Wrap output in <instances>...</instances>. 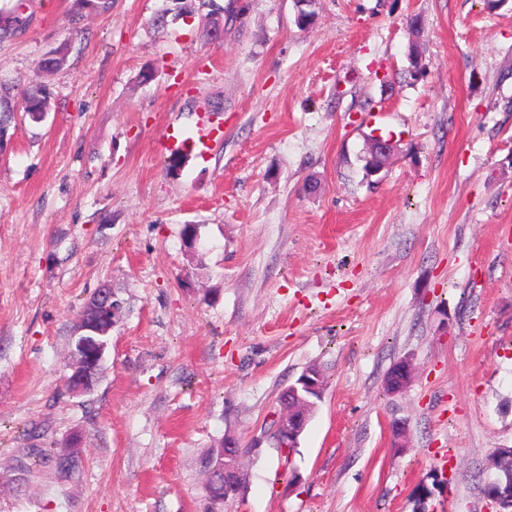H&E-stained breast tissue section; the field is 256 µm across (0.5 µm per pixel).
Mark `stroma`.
Instances as JSON below:
<instances>
[{
  "label": "stroma",
  "mask_w": 512,
  "mask_h": 512,
  "mask_svg": "<svg viewBox=\"0 0 512 512\" xmlns=\"http://www.w3.org/2000/svg\"><path fill=\"white\" fill-rule=\"evenodd\" d=\"M215 4L216 41L178 0L77 24L76 0H0L25 22L0 79L50 97L0 140V512H210L208 448L260 437L311 365L296 450L264 442L223 512H487L486 458L512 448V0H315L306 28L294 0ZM203 116L205 153L161 152ZM378 128L397 149L369 175ZM104 283L111 343L73 397ZM75 434L72 472L38 461ZM70 45L63 44L48 51L39 61L38 69L44 74H52L62 70L68 62ZM95 320L83 318L74 325L68 352L67 392L72 396L93 394L99 382L102 363L108 348L115 306L112 295L102 294L92 305ZM412 365L407 360H401L393 365L392 371L386 376L385 386L391 393L403 391L410 379ZM305 371H310V372L314 373L315 375H319V377L321 379L320 382L317 379L316 380L308 379L307 375H306L305 377H303L302 379H300L298 381V385H293L290 387V389L288 388L286 391L290 392L292 395H294L296 397H299V393L304 391L307 394H316L322 398L323 388H324V383H325V378L322 373V370L317 366H310V367H307L302 373H304ZM302 373H301V375H302ZM322 386H323V388H322Z\"/></svg>",
  "instance_id": "1"
}]
</instances>
